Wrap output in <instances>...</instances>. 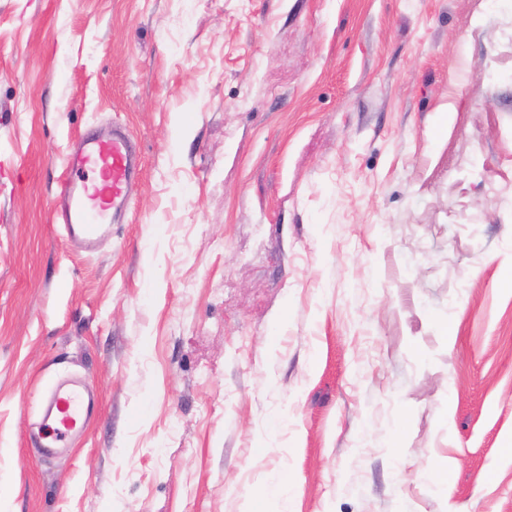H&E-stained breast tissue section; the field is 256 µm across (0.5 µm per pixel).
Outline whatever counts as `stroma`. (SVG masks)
<instances>
[{"instance_id": "35a3bbf8", "label": "stroma", "mask_w": 512, "mask_h": 512, "mask_svg": "<svg viewBox=\"0 0 512 512\" xmlns=\"http://www.w3.org/2000/svg\"><path fill=\"white\" fill-rule=\"evenodd\" d=\"M126 127L88 253L64 157ZM98 407L31 435L55 382ZM512 512V0H0V512Z\"/></svg>"}]
</instances>
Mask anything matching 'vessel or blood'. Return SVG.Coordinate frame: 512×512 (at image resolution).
Returning <instances> with one entry per match:
<instances>
[{
  "instance_id": "1",
  "label": "vessel or blood",
  "mask_w": 512,
  "mask_h": 512,
  "mask_svg": "<svg viewBox=\"0 0 512 512\" xmlns=\"http://www.w3.org/2000/svg\"><path fill=\"white\" fill-rule=\"evenodd\" d=\"M98 168L104 177L101 187H89L81 177L87 168ZM135 168L130 137L124 127H116L112 141L101 146L84 139L78 149L68 152L66 176L60 190L58 218L68 239L80 241L91 252L111 226V213L128 205L127 188ZM95 401L86 399L74 384L57 385L51 392L44 419L54 426L49 447H68L71 439L86 426L95 409Z\"/></svg>"
}]
</instances>
